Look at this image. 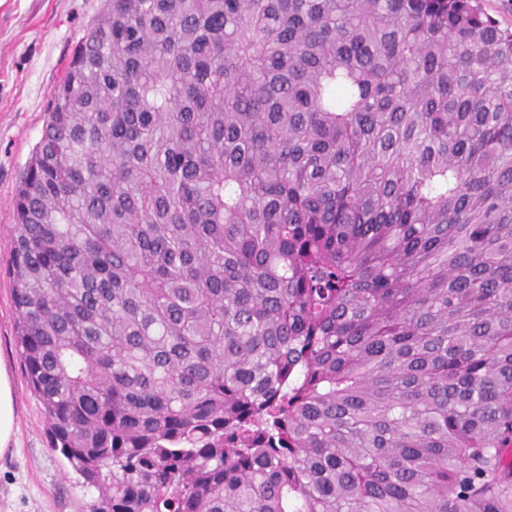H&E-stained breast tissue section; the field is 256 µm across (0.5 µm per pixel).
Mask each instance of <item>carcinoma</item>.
<instances>
[{
  "label": "carcinoma",
  "instance_id": "cac0c4a2",
  "mask_svg": "<svg viewBox=\"0 0 512 512\" xmlns=\"http://www.w3.org/2000/svg\"><path fill=\"white\" fill-rule=\"evenodd\" d=\"M15 211L18 353L89 512H512L480 0H102Z\"/></svg>",
  "mask_w": 512,
  "mask_h": 512
}]
</instances>
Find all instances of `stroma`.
I'll list each match as a JSON object with an SVG mask.
<instances>
[{"mask_svg":"<svg viewBox=\"0 0 512 512\" xmlns=\"http://www.w3.org/2000/svg\"><path fill=\"white\" fill-rule=\"evenodd\" d=\"M100 8L101 0H0V358L13 375L17 406V445L0 454V512H87L91 501L49 446L17 352L6 271L15 187L42 137L52 92Z\"/></svg>","mask_w":512,"mask_h":512,"instance_id":"obj_1","label":"stroma"}]
</instances>
